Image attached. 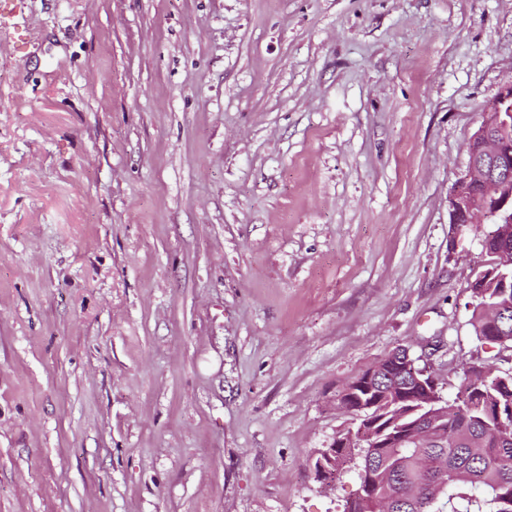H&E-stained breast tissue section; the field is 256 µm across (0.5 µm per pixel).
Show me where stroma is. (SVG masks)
Listing matches in <instances>:
<instances>
[{
    "label": "stroma",
    "mask_w": 512,
    "mask_h": 512,
    "mask_svg": "<svg viewBox=\"0 0 512 512\" xmlns=\"http://www.w3.org/2000/svg\"><path fill=\"white\" fill-rule=\"evenodd\" d=\"M12 3L0 512H342L339 386L512 373L448 209L512 0Z\"/></svg>",
    "instance_id": "obj_1"
}]
</instances>
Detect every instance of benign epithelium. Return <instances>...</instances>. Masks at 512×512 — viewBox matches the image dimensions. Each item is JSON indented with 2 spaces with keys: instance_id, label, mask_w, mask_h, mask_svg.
Wrapping results in <instances>:
<instances>
[{
  "instance_id": "benign-epithelium-1",
  "label": "benign epithelium",
  "mask_w": 512,
  "mask_h": 512,
  "mask_svg": "<svg viewBox=\"0 0 512 512\" xmlns=\"http://www.w3.org/2000/svg\"><path fill=\"white\" fill-rule=\"evenodd\" d=\"M482 122L469 144L473 160L449 196L451 223L459 227L489 222L502 225L501 232L512 230V181L495 180L485 173L486 162L500 167L512 165V153L498 134L512 127V80L482 108Z\"/></svg>"
}]
</instances>
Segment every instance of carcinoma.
Wrapping results in <instances>:
<instances>
[{
  "mask_svg": "<svg viewBox=\"0 0 512 512\" xmlns=\"http://www.w3.org/2000/svg\"><path fill=\"white\" fill-rule=\"evenodd\" d=\"M472 325L479 338L512 344V288L498 275L471 281ZM430 375L397 347L347 381L337 402L350 413L355 438L325 459L341 474L355 464L368 490L343 512H503L512 498V375L471 366L449 400Z\"/></svg>",
  "mask_w": 512,
  "mask_h": 512,
  "instance_id": "carcinoma-1",
  "label": "carcinoma"
}]
</instances>
